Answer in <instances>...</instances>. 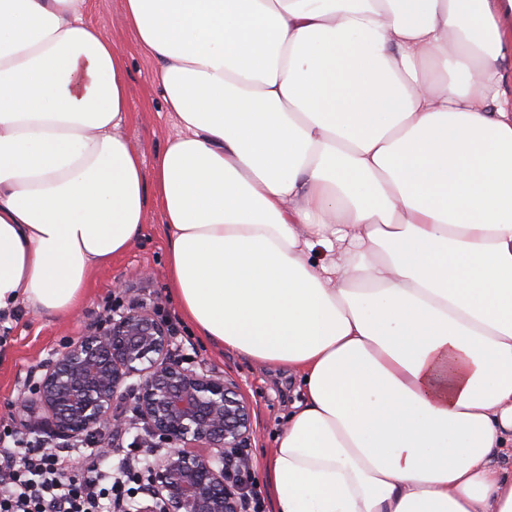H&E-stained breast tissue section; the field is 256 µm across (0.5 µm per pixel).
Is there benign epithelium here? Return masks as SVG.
Wrapping results in <instances>:
<instances>
[{"mask_svg":"<svg viewBox=\"0 0 512 512\" xmlns=\"http://www.w3.org/2000/svg\"><path fill=\"white\" fill-rule=\"evenodd\" d=\"M172 336L154 308L131 305L47 361L24 385L16 419L41 414L65 442L140 424L164 452L150 467L155 504L139 512L159 504L165 512H244L250 406L234 380L172 358ZM119 397L131 403L133 419L114 409Z\"/></svg>","mask_w":512,"mask_h":512,"instance_id":"1","label":"benign epithelium"}]
</instances>
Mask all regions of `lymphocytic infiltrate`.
Wrapping results in <instances>:
<instances>
[{"label": "lymphocytic infiltrate", "mask_w": 512, "mask_h": 512, "mask_svg": "<svg viewBox=\"0 0 512 512\" xmlns=\"http://www.w3.org/2000/svg\"><path fill=\"white\" fill-rule=\"evenodd\" d=\"M82 458L79 473L66 479V451L40 441L0 448V512H126L132 496L148 493L143 449L110 471L101 468L97 450Z\"/></svg>", "instance_id": "obj_1"}]
</instances>
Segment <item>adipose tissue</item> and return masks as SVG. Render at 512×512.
<instances>
[{
  "mask_svg": "<svg viewBox=\"0 0 512 512\" xmlns=\"http://www.w3.org/2000/svg\"><path fill=\"white\" fill-rule=\"evenodd\" d=\"M0 0V316H66L157 205L194 333L299 380L272 512H512V0ZM123 0H89L87 20L112 36L122 54L129 80L130 121L122 134L139 154L146 174H151L167 139L180 132L172 112H166L161 89L153 80L155 63L138 46L134 35L116 24Z\"/></svg>",
  "mask_w": 512,
  "mask_h": 512,
  "instance_id": "1",
  "label": "adipose tissue"
}]
</instances>
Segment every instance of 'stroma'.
<instances>
[{"label": "stroma", "instance_id": "1", "mask_svg": "<svg viewBox=\"0 0 512 512\" xmlns=\"http://www.w3.org/2000/svg\"><path fill=\"white\" fill-rule=\"evenodd\" d=\"M124 0H88L87 20L112 37L130 73V121L122 133L139 154L145 172H152L167 139L179 133L173 113L167 112L162 92L153 80L155 63L138 46L134 35L117 20ZM158 209H150L142 236L124 255L97 273L89 284L86 300L70 315L53 317L19 306L8 326L0 325V431L13 438L31 440L35 434L13 417L14 402L26 379L36 375L42 364L57 356L66 344L85 335L107 319L111 306L128 305L138 299L158 307L163 318L173 323L177 358H188L193 367H206L238 382L248 401L255 437L247 453L258 458L274 446L285 425L288 409L297 399L298 383L290 370L261 369L223 348L201 342L183 319L166 285V249L160 230ZM122 282L124 292H115L113 282Z\"/></svg>", "mask_w": 512, "mask_h": 512}]
</instances>
